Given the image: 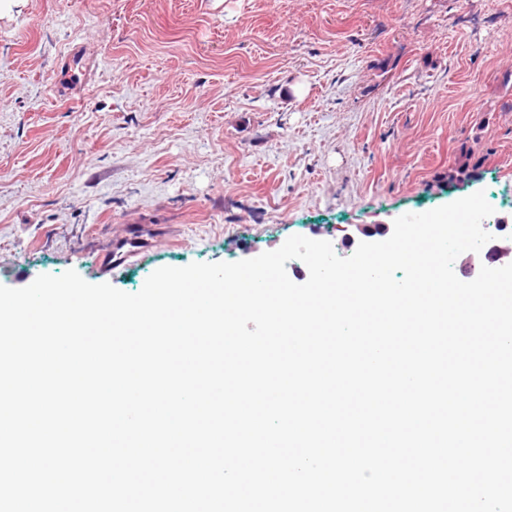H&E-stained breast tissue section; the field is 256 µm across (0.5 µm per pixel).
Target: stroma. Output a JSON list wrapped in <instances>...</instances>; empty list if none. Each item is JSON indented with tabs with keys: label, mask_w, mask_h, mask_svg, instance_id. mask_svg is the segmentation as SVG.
Returning <instances> with one entry per match:
<instances>
[{
	"label": "stroma",
	"mask_w": 512,
	"mask_h": 512,
	"mask_svg": "<svg viewBox=\"0 0 512 512\" xmlns=\"http://www.w3.org/2000/svg\"><path fill=\"white\" fill-rule=\"evenodd\" d=\"M483 161L449 179L461 146ZM512 241V0H22L0 17V285L293 235L351 256L474 192Z\"/></svg>",
	"instance_id": "stroma-1"
}]
</instances>
